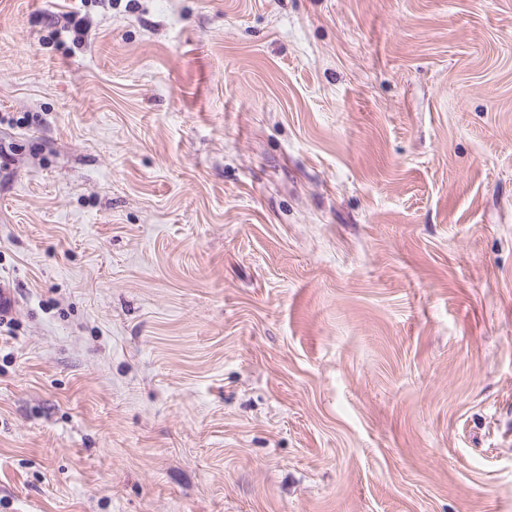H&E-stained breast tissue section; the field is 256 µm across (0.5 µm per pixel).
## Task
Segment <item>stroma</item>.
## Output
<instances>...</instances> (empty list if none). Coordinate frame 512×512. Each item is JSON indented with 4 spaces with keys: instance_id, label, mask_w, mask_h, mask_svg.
<instances>
[{
    "instance_id": "obj_1",
    "label": "stroma",
    "mask_w": 512,
    "mask_h": 512,
    "mask_svg": "<svg viewBox=\"0 0 512 512\" xmlns=\"http://www.w3.org/2000/svg\"><path fill=\"white\" fill-rule=\"evenodd\" d=\"M0 280V512H512V0H0Z\"/></svg>"
}]
</instances>
